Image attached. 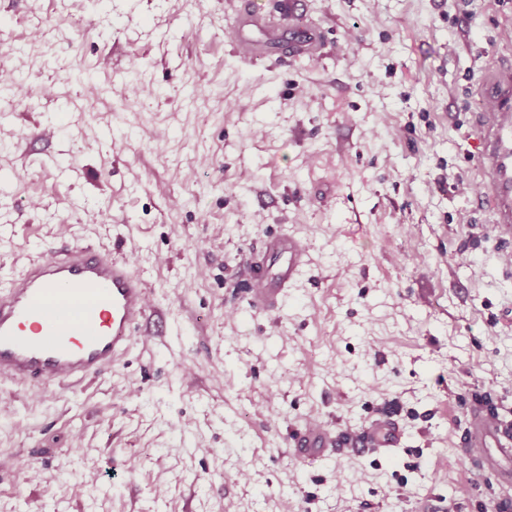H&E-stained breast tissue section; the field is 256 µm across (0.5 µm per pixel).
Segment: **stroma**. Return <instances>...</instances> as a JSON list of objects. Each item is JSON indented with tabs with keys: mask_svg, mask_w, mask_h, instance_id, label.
<instances>
[{
	"mask_svg": "<svg viewBox=\"0 0 512 512\" xmlns=\"http://www.w3.org/2000/svg\"><path fill=\"white\" fill-rule=\"evenodd\" d=\"M248 7L280 19L0 0V276L114 247L167 314L77 389L0 384V512H512L457 453L471 394L512 409V235L471 204L468 161L512 6L303 0L315 64L243 61L225 31ZM279 231L311 264L280 310L246 311L244 259ZM384 409L393 460L287 445Z\"/></svg>",
	"mask_w": 512,
	"mask_h": 512,
	"instance_id": "obj_1",
	"label": "stroma"
}]
</instances>
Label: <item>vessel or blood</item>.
Listing matches in <instances>:
<instances>
[{
	"mask_svg": "<svg viewBox=\"0 0 512 512\" xmlns=\"http://www.w3.org/2000/svg\"><path fill=\"white\" fill-rule=\"evenodd\" d=\"M301 0H284L288 16L289 57L320 58L321 38L311 29L298 31ZM258 12L246 15L232 31L240 57L250 61L267 46L251 35L262 26ZM477 114L479 149L472 162L477 173L472 199L486 207L492 222L512 228V64L497 65L481 94ZM250 288L248 309L278 310L310 264L303 238L288 232L268 235L245 261ZM146 279L126 259L106 257L91 247L70 244L30 262L0 287V383L21 388L59 383L78 385L99 376L125 358L137 334L163 311L149 297ZM466 446L484 471L502 487L512 485V425L486 405L472 403L467 412ZM405 430L392 414L380 412L358 430L330 427L315 420L291 430L293 455L334 454L393 457Z\"/></svg>",
	"mask_w": 512,
	"mask_h": 512,
	"instance_id": "vessel-or-blood-1",
	"label": "vessel or blood"
}]
</instances>
